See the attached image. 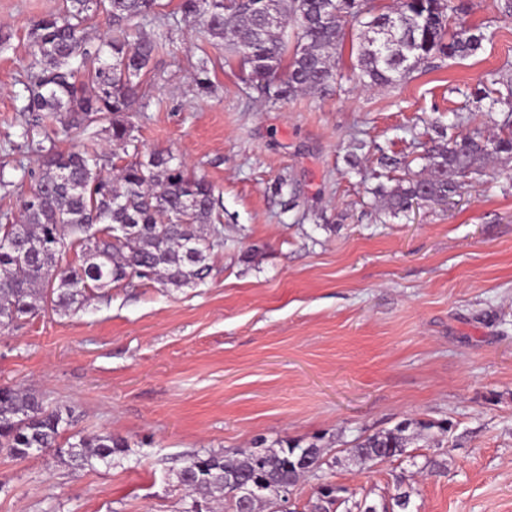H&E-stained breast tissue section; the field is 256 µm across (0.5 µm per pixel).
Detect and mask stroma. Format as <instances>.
I'll return each mask as SVG.
<instances>
[{"label": "stroma", "instance_id": "35a3bbf8", "mask_svg": "<svg viewBox=\"0 0 512 512\" xmlns=\"http://www.w3.org/2000/svg\"><path fill=\"white\" fill-rule=\"evenodd\" d=\"M62 0H0L12 35L0 53V167L17 181L37 158L15 98L33 59V21ZM452 28L487 26L465 59L435 57L405 79L261 96L236 58L180 20L144 78L152 101L126 118L141 153L171 151L215 187L224 246L203 282L163 291L133 278L85 310H46L0 331V385L74 408L75 431L128 449L78 472L53 454L0 453V512H186L176 479L194 453L229 455L287 440L317 443L291 512L318 487L411 512H512V162H490L445 204L398 216L379 188L418 173L436 129L492 134L500 112L476 107L488 74L512 65V17L498 0H458ZM211 60L214 93L193 80ZM406 168L373 178L381 154ZM357 156V167L348 159ZM409 420L432 425L403 455L350 459L364 437Z\"/></svg>", "mask_w": 512, "mask_h": 512}]
</instances>
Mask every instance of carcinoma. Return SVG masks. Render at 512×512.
<instances>
[{"mask_svg": "<svg viewBox=\"0 0 512 512\" xmlns=\"http://www.w3.org/2000/svg\"><path fill=\"white\" fill-rule=\"evenodd\" d=\"M160 0H63L62 7L34 21L28 38L34 48L21 111L31 114L23 138L38 156L27 171L28 188L16 202L21 223L10 207H0V328L51 307L77 313L93 299L92 290L134 277L162 288H183L203 280L214 251L224 246V226L212 185L187 171L183 162L160 151L141 155L123 114L149 97L141 77L154 57L170 47L169 24L151 35L130 39L131 30L161 17ZM451 0H397V9L381 12L376 0H179L181 19L198 26L203 41L224 46L248 69L260 91L286 100L306 91L328 95L336 84V56L344 29L363 27L356 49L355 79L365 87L407 77L435 56L465 59L493 38L486 28L453 30ZM106 14L112 35L90 32L87 22ZM477 100L488 111L501 108L507 130L490 138L479 132L438 139L425 149L422 172L382 194L391 215L408 211L417 200L445 203L462 182L483 173L495 159L512 160V87L490 97L481 88ZM102 126L108 142L133 147L132 159L105 173L106 155L90 144L58 149L54 134ZM80 250L78 266L67 260ZM425 432L427 422H405L367 436L349 453L374 464L402 455L410 425ZM73 411L48 408L34 393L0 387V451L25 459L34 448H48L58 462L74 470L112 465L128 448L110 433L73 434ZM323 464V449L286 444L241 456L208 450L192 455L176 477L192 497L188 512H213L221 500L233 512H257L264 505L280 512L299 479ZM342 488L319 487L312 512H336ZM411 494L391 504L357 506L358 512H407Z\"/></svg>", "mask_w": 512, "mask_h": 512, "instance_id": "obj_1", "label": "carcinoma"}]
</instances>
